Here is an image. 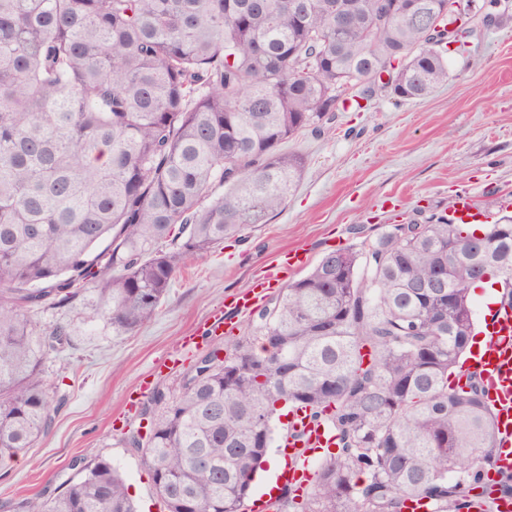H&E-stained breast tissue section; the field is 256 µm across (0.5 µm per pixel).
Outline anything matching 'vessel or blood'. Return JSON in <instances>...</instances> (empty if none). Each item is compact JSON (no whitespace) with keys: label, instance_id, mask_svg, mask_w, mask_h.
Masks as SVG:
<instances>
[{"label":"vessel or blood","instance_id":"1","mask_svg":"<svg viewBox=\"0 0 512 512\" xmlns=\"http://www.w3.org/2000/svg\"><path fill=\"white\" fill-rule=\"evenodd\" d=\"M303 260L300 251L283 252L275 270L255 279L249 290L235 296L229 304L230 309L243 311L254 307L272 289L281 287L285 272ZM485 327L489 340L476 364L496 414L498 445L507 451L512 447V314L501 310L493 312ZM295 419L304 425L307 438L296 441L289 435H282L280 446L285 466L276 474L275 481L300 493L309 487L313 463L332 447L334 436L327 427L308 423L304 413H297Z\"/></svg>","mask_w":512,"mask_h":512}]
</instances>
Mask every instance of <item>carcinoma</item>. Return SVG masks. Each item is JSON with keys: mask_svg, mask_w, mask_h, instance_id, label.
Masks as SVG:
<instances>
[{"mask_svg": "<svg viewBox=\"0 0 512 512\" xmlns=\"http://www.w3.org/2000/svg\"><path fill=\"white\" fill-rule=\"evenodd\" d=\"M0 0V463L53 423L46 356L65 330L29 312L92 287L100 317L151 319L179 263L241 240L283 209L304 162L279 145L321 138L336 112L448 82V43L474 34L448 0ZM483 7L512 23L500 0ZM224 195L210 199L215 185ZM168 245L169 250L161 249ZM490 274L512 307V219L431 217L325 254L219 338L179 393L124 436L163 512H245L282 409L336 433L309 491L271 512H462L493 503L499 452L471 347V290ZM9 512H137L105 459Z\"/></svg>", "mask_w": 512, "mask_h": 512, "instance_id": "1", "label": "carcinoma"}]
</instances>
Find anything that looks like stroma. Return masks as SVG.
Returning <instances> with one entry per match:
<instances>
[{
	"label": "stroma",
	"mask_w": 512,
	"mask_h": 512,
	"mask_svg": "<svg viewBox=\"0 0 512 512\" xmlns=\"http://www.w3.org/2000/svg\"><path fill=\"white\" fill-rule=\"evenodd\" d=\"M448 82L424 99L373 101L337 113L330 134H303L282 144L306 167L285 208L239 242L187 258L156 314L123 332L97 314L84 291L66 307L31 312L38 332L64 327L69 343L51 354L44 377L65 403L35 448L0 466V502L49 495L72 477L79 458L102 457L125 477L140 512H161L149 469L124 448L139 429L148 392L178 393L185 371L213 345L200 329L284 251L306 257L289 279L304 276L329 251L374 238L416 212L448 216L461 197L491 224L512 216V25L448 48Z\"/></svg>",
	"instance_id": "1"
}]
</instances>
